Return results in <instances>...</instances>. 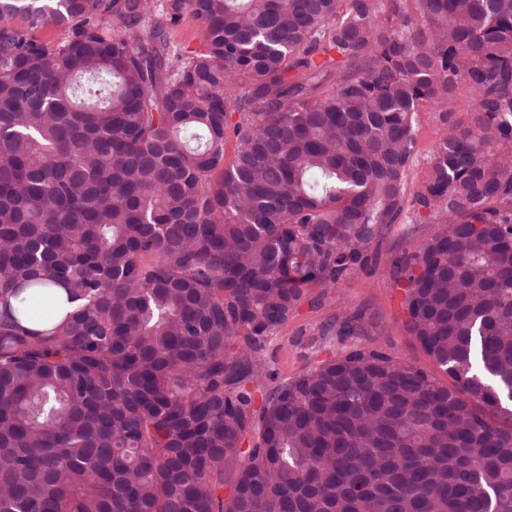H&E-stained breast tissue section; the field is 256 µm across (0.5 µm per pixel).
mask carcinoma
<instances>
[{"instance_id": "1", "label": "carcinoma", "mask_w": 512, "mask_h": 512, "mask_svg": "<svg viewBox=\"0 0 512 512\" xmlns=\"http://www.w3.org/2000/svg\"><path fill=\"white\" fill-rule=\"evenodd\" d=\"M404 2L0 0V512H512V0ZM404 223L448 384L352 345L254 408ZM170 38L174 43L190 48L197 47L200 41L198 28L189 17L170 30ZM445 109V104L425 102L416 114V147L409 173L410 186L419 184L426 175L432 148L445 127L441 122V114Z\"/></svg>"}]
</instances>
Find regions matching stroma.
I'll return each instance as SVG.
<instances>
[{
  "label": "stroma",
  "instance_id": "obj_1",
  "mask_svg": "<svg viewBox=\"0 0 512 512\" xmlns=\"http://www.w3.org/2000/svg\"><path fill=\"white\" fill-rule=\"evenodd\" d=\"M444 108L442 104L427 102L416 114V147L410 184H419L426 175L432 148L444 130L441 122ZM437 230L434 224L390 225L379 246L375 265L356 272L338 287H311L296 314L281 327L263 352L273 373L272 379L266 380V387L312 370L332 352L342 351L345 341L336 335H324L323 329L345 311L363 313L369 322V333L361 337V344L376 346L401 361L434 371L433 362L405 327V291L394 262L417 252L423 241Z\"/></svg>",
  "mask_w": 512,
  "mask_h": 512
}]
</instances>
